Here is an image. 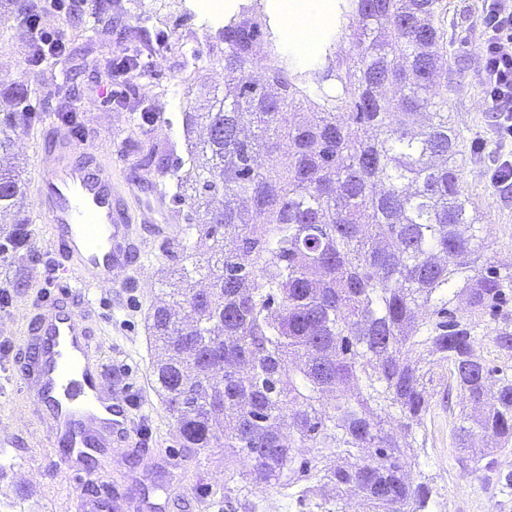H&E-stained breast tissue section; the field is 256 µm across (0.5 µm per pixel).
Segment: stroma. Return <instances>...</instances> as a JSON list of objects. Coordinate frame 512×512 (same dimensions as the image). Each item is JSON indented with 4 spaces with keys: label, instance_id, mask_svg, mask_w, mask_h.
Wrapping results in <instances>:
<instances>
[{
    "label": "stroma",
    "instance_id": "35a3bbf8",
    "mask_svg": "<svg viewBox=\"0 0 512 512\" xmlns=\"http://www.w3.org/2000/svg\"><path fill=\"white\" fill-rule=\"evenodd\" d=\"M112 19L125 29L124 36L99 34L93 48L109 62L136 53L147 39H160L153 67L120 85L122 102L107 98L101 82L102 68L61 70L60 66L34 67L28 61L26 40L14 34L0 38V93L27 86L32 127L15 136L14 153L24 179L33 176V162L42 144L45 125H62L65 99L78 103L74 128L80 149L96 150L112 165V178L121 189L148 180L165 197L167 209L179 222L169 237L154 234L148 224L133 225L146 248L141 265L131 271L124 286L90 291L86 299L96 313L97 340L113 372L126 386L132 406L139 448L130 450L112 467L109 488L157 512H244L237 501L212 496L224 483V454L213 449L195 455L181 447L165 404L152 376L156 343L149 335L147 314L158 300L169 297L171 271L183 261L172 258L174 240L188 238L190 209L177 194V177L189 165L185 114L197 104L200 85L221 83L224 56L200 46L185 47V33L201 25L207 11L191 9L192 0H111ZM448 2V86L453 110L451 123L460 134L457 173L481 221L487 224L495 264L512 259V188L493 185L490 174L499 159L512 153V142L497 133L494 113L485 107L486 89L477 78L475 60L483 51L486 0ZM47 29L61 32L68 50L85 46L86 33L76 27L69 0H40ZM152 114L143 124L142 111ZM151 141L167 165L163 174L145 166L139 141ZM40 261L24 257L0 263V282L10 284L9 307L0 318L14 319L12 336L0 339L7 350L0 357V425L17 432L14 443L0 444V501H23L29 512H76L80 495L96 496L103 485L86 484L56 468L55 453L39 445L42 425L31 402L20 391V371L15 356L28 334V321L19 309L39 300H51L60 290H75L76 281H62L44 270L49 256L40 244ZM430 443L420 459V469L437 489L436 512H512V491L502 490L496 473L482 479L468 477L457 463L458 450L451 436L448 412L435 406L427 421Z\"/></svg>",
    "mask_w": 512,
    "mask_h": 512
}]
</instances>
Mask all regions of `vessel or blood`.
I'll return each mask as SVG.
<instances>
[{"label":"vessel or blood","instance_id":"b4317fda","mask_svg":"<svg viewBox=\"0 0 512 512\" xmlns=\"http://www.w3.org/2000/svg\"><path fill=\"white\" fill-rule=\"evenodd\" d=\"M36 200L45 217V239L63 275L85 277L96 289H112L134 267L143 244L129 234L131 212L112 182V167L97 155H80L57 127H49L35 164ZM90 309L69 293L41 304L30 320L21 368L22 391L42 422V442L62 448L58 466L87 481L84 466L99 448L135 441L124 386L101 357ZM127 502L105 495L80 500L78 512H126Z\"/></svg>","mask_w":512,"mask_h":512}]
</instances>
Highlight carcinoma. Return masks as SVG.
I'll return each mask as SVG.
<instances>
[{
  "label": "carcinoma",
  "mask_w": 512,
  "mask_h": 512,
  "mask_svg": "<svg viewBox=\"0 0 512 512\" xmlns=\"http://www.w3.org/2000/svg\"><path fill=\"white\" fill-rule=\"evenodd\" d=\"M267 33L248 9L218 30L224 90L197 113L206 136L178 179L196 244H178L185 281L148 313L155 386L182 447L224 449L226 491L429 512L412 469L435 381L468 475L512 453V268L485 254L453 165L448 5L339 0L334 95L280 55L246 69ZM27 99L0 113V224L18 251L40 234L12 152ZM295 448L317 454L299 463Z\"/></svg>",
  "instance_id": "1"
}]
</instances>
